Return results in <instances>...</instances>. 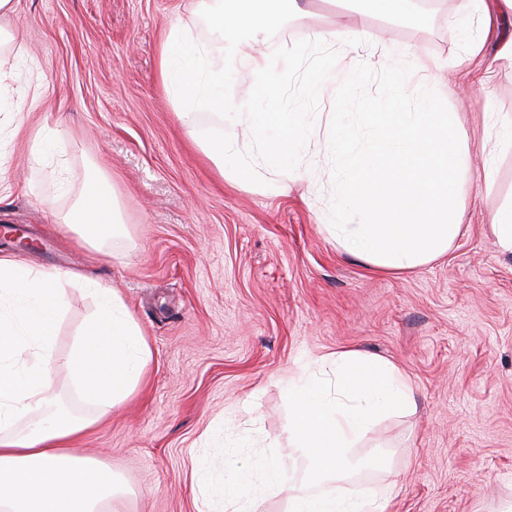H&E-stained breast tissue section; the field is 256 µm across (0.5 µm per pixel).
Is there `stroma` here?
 <instances>
[{
  "label": "stroma",
  "instance_id": "stroma-1",
  "mask_svg": "<svg viewBox=\"0 0 512 512\" xmlns=\"http://www.w3.org/2000/svg\"><path fill=\"white\" fill-rule=\"evenodd\" d=\"M277 34L289 46L313 29L341 24L367 33L371 50L347 59L379 69L387 59L415 71L408 92L436 90L461 119L467 167L457 200L463 234L452 249L393 276L337 248L324 231L333 196L332 157H303L312 182L273 194L234 185L195 144L207 129L239 139L250 130L186 110L164 89L160 44L181 17L222 66V38L201 17L207 0H16L0 18L20 82L40 79L39 111L16 122L0 112V225H24L39 247L35 269L83 272L115 288L151 348L135 391L96 419L74 454L110 468L117 512H197L200 485L276 458L283 472L259 493L263 512H288L293 497L389 490L386 512H507L512 507V255L490 231L512 202V151L489 155L487 113L512 116V65L494 64L503 30L449 36L459 0H433L419 24L298 0ZM393 57H386V50ZM441 76L424 77L431 62ZM44 139L32 157V132ZM493 166V182L483 170ZM104 176L124 226L93 251L67 232L83 186ZM66 309L53 351L72 352L97 299L64 280ZM384 359L409 378L414 409L394 413L350 451L365 466L341 482L305 483L309 462L288 439V382L301 366L339 350Z\"/></svg>",
  "mask_w": 512,
  "mask_h": 512
}]
</instances>
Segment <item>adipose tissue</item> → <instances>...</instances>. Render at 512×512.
<instances>
[{
	"instance_id": "1",
	"label": "adipose tissue",
	"mask_w": 512,
	"mask_h": 512,
	"mask_svg": "<svg viewBox=\"0 0 512 512\" xmlns=\"http://www.w3.org/2000/svg\"><path fill=\"white\" fill-rule=\"evenodd\" d=\"M13 58L0 54V98L10 97L15 115L36 111L40 84L12 93ZM91 214L86 224L71 225L79 242L92 250L120 231L117 205L98 180H90L78 201ZM57 271L29 268L16 256H0V512H99L114 498L111 473L96 462L72 455L69 445L87 428L85 420L62 416L55 403L54 380L67 369L81 395L98 402L107 416L134 389L151 351L120 293L98 284L100 300L76 351L53 353L55 328L66 306ZM32 362H25V355ZM281 465L269 459L255 471L233 474L222 490L225 512H258L255 486L272 487ZM385 497L358 498L345 492L293 498L290 512H385Z\"/></svg>"
}]
</instances>
